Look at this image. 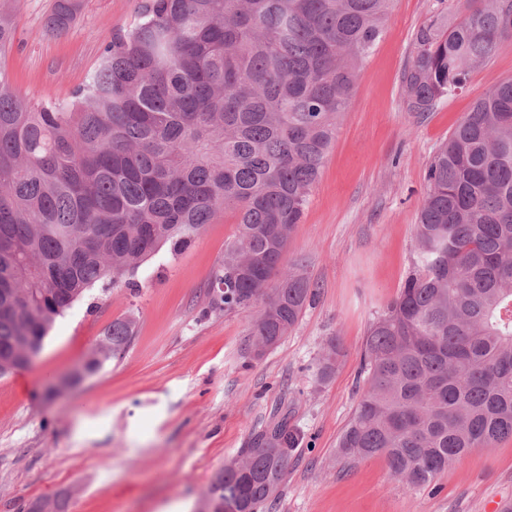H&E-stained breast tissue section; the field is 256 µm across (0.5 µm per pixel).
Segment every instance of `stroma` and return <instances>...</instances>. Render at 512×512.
<instances>
[{
  "instance_id": "obj_1",
  "label": "stroma",
  "mask_w": 512,
  "mask_h": 512,
  "mask_svg": "<svg viewBox=\"0 0 512 512\" xmlns=\"http://www.w3.org/2000/svg\"><path fill=\"white\" fill-rule=\"evenodd\" d=\"M139 3L80 0L70 29L56 33L46 26L54 0H22L8 57L15 90L34 100L70 98ZM464 9V0H395L284 254L316 286L288 336L257 358L252 311L204 312L236 234L228 214L179 255L144 263L137 291L92 289L21 369L24 391L0 378V512L53 498L67 512H197L213 476L282 419L298 441L262 512H489L492 501L512 504V439L466 455L415 490L383 458L347 464L336 455L365 389L369 325L413 266L429 163L475 99L512 78L507 44L434 111H407L401 75L416 30L439 15L458 21ZM129 316L136 333L122 359L47 396L51 380L76 369L112 321ZM334 336L344 355L323 382L316 367Z\"/></svg>"
}]
</instances>
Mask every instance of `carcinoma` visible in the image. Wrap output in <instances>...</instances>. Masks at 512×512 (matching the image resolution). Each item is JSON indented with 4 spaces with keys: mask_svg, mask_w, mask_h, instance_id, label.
<instances>
[{
    "mask_svg": "<svg viewBox=\"0 0 512 512\" xmlns=\"http://www.w3.org/2000/svg\"><path fill=\"white\" fill-rule=\"evenodd\" d=\"M394 2L143 0L67 102L15 93L20 0L0 10V377L88 291L136 286L145 261L180 253L221 211L237 233L206 312L259 307L256 357L287 336L315 295L301 269L282 268L288 239ZM465 3L460 21L416 31L408 111H433L512 43V0ZM77 10L55 0L47 27L66 31ZM415 232L413 269L369 326L366 387L337 443L347 463L384 458L410 490L512 438V79L437 150ZM134 329L113 321L67 385L121 358ZM342 355L329 339L320 380ZM294 445L285 419L259 432L204 506L260 512Z\"/></svg>",
    "mask_w": 512,
    "mask_h": 512,
    "instance_id": "obj_1",
    "label": "carcinoma"
}]
</instances>
